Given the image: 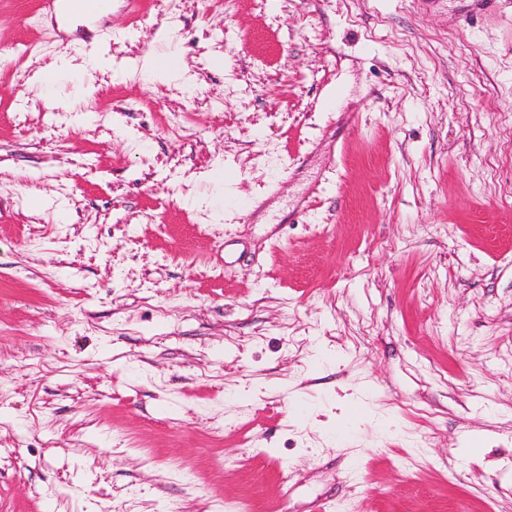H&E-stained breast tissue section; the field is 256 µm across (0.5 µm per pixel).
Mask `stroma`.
Returning <instances> with one entry per match:
<instances>
[{"label":"stroma","mask_w":512,"mask_h":512,"mask_svg":"<svg viewBox=\"0 0 512 512\" xmlns=\"http://www.w3.org/2000/svg\"><path fill=\"white\" fill-rule=\"evenodd\" d=\"M112 4L0 0V512H512V0ZM111 0H43L41 6L50 12H84L93 8H106ZM172 59L176 60L172 64ZM145 73L151 81H171L181 78L185 72L181 58L171 50H162L153 53L144 66Z\"/></svg>","instance_id":"stroma-1"}]
</instances>
